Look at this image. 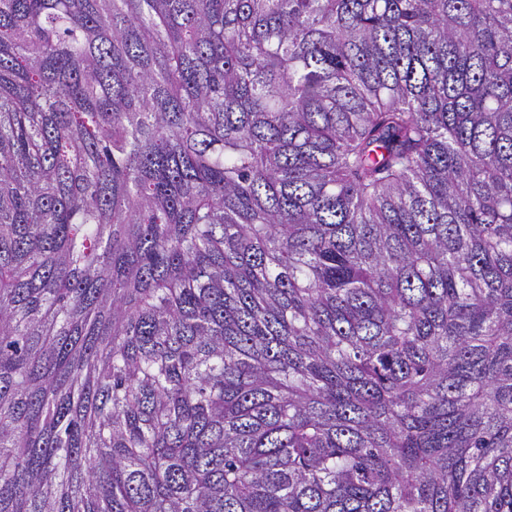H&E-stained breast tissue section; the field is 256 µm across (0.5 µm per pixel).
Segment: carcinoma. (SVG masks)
I'll use <instances>...</instances> for the list:
<instances>
[{
	"instance_id": "carcinoma-1",
	"label": "carcinoma",
	"mask_w": 512,
	"mask_h": 512,
	"mask_svg": "<svg viewBox=\"0 0 512 512\" xmlns=\"http://www.w3.org/2000/svg\"><path fill=\"white\" fill-rule=\"evenodd\" d=\"M0 512H512V0H0Z\"/></svg>"
}]
</instances>
